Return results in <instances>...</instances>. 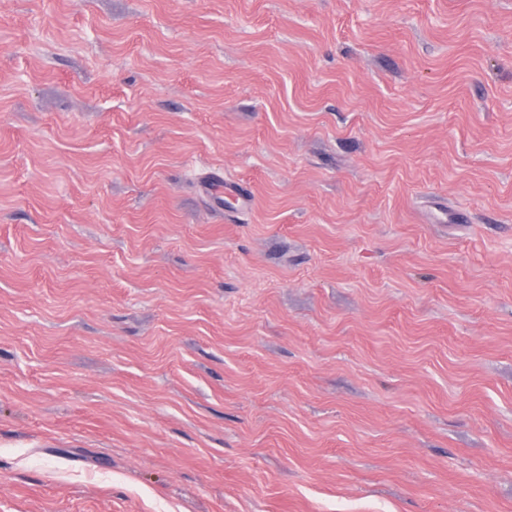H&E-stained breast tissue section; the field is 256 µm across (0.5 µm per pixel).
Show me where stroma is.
<instances>
[{"instance_id": "stroma-1", "label": "stroma", "mask_w": 512, "mask_h": 512, "mask_svg": "<svg viewBox=\"0 0 512 512\" xmlns=\"http://www.w3.org/2000/svg\"><path fill=\"white\" fill-rule=\"evenodd\" d=\"M0 512H512V0H0Z\"/></svg>"}]
</instances>
